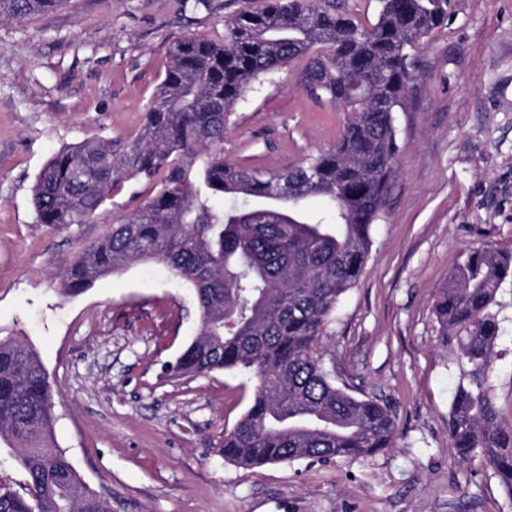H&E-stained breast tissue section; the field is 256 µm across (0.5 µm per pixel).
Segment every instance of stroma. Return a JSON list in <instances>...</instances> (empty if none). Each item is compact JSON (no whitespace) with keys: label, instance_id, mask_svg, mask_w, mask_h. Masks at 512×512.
I'll use <instances>...</instances> for the list:
<instances>
[{"label":"stroma","instance_id":"1","mask_svg":"<svg viewBox=\"0 0 512 512\" xmlns=\"http://www.w3.org/2000/svg\"><path fill=\"white\" fill-rule=\"evenodd\" d=\"M265 0H65L0 23V340L32 345L54 393V438L112 512H512L480 458L448 435L458 380L434 301L470 249L512 250V0H452L423 38L386 213L362 276L322 340L337 386L390 403L391 448L370 458L240 467L224 434L255 388L244 372L167 378L197 326L190 288L140 263L76 296L63 266L152 192L129 182L88 224L35 221L47 160L87 138L128 139L176 41L224 37ZM303 61L252 84L231 109L224 160L277 171L331 147L342 115L314 100ZM492 393L512 421V285L497 297Z\"/></svg>","mask_w":512,"mask_h":512}]
</instances>
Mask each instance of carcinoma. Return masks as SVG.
<instances>
[{"label": "carcinoma", "mask_w": 512, "mask_h": 512, "mask_svg": "<svg viewBox=\"0 0 512 512\" xmlns=\"http://www.w3.org/2000/svg\"><path fill=\"white\" fill-rule=\"evenodd\" d=\"M62 0H0V22ZM364 25L330 0H266L226 23L224 40L186 37L140 129L128 140L88 139L55 153L32 189L38 224H86L130 181L157 191L70 258L65 295L142 261L158 260L194 292L195 337L176 376L247 370L248 410L224 434V461L255 467L299 459L355 460L392 446L395 415L377 397L336 386L320 340L361 277L398 176L395 113L408 111L414 52L451 0H377ZM317 100L343 113L336 144L281 172L224 164L226 117L248 87L291 62ZM243 198L227 209L224 197ZM321 197L322 213L306 201ZM512 252L469 250L434 302L441 340L455 344L459 381L448 434L463 461L479 457L512 498V423L491 381L497 296ZM53 392L37 351L0 340V439L20 448L29 498L0 490V512H112L56 444Z\"/></svg>", "instance_id": "cac0c4a2"}]
</instances>
